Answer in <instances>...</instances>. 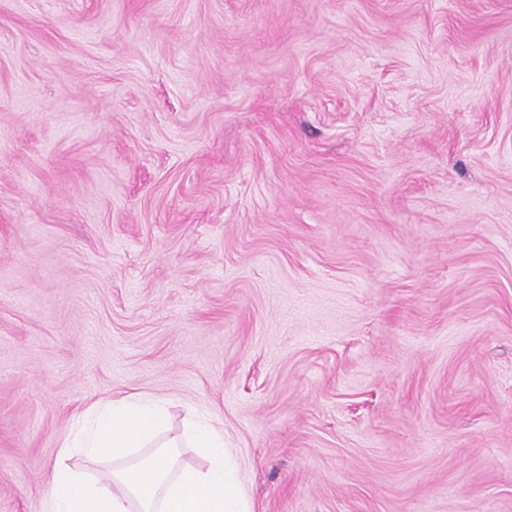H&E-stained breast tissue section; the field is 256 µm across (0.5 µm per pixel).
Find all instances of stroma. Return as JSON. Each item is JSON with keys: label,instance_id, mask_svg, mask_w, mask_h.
Returning <instances> with one entry per match:
<instances>
[{"label": "stroma", "instance_id": "35a3bbf8", "mask_svg": "<svg viewBox=\"0 0 512 512\" xmlns=\"http://www.w3.org/2000/svg\"><path fill=\"white\" fill-rule=\"evenodd\" d=\"M129 393L253 512H512V0H0V512Z\"/></svg>", "mask_w": 512, "mask_h": 512}]
</instances>
